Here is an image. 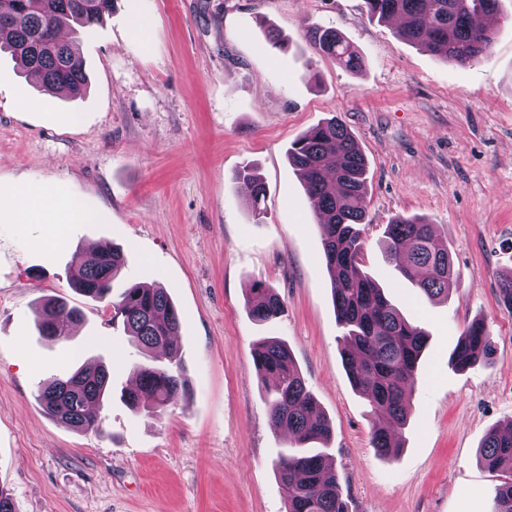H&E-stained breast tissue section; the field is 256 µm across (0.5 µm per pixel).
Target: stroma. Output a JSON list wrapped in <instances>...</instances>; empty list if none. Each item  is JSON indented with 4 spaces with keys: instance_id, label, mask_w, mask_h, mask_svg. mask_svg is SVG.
Listing matches in <instances>:
<instances>
[{
    "instance_id": "obj_1",
    "label": "stroma",
    "mask_w": 512,
    "mask_h": 512,
    "mask_svg": "<svg viewBox=\"0 0 512 512\" xmlns=\"http://www.w3.org/2000/svg\"><path fill=\"white\" fill-rule=\"evenodd\" d=\"M490 23L493 44L460 66L369 19L364 0H115L102 23L66 35L89 75L79 96L43 90L0 54V194L36 184L94 217L0 221V487L16 512H286L274 463L289 435L272 427L254 368L264 337L288 344L332 425L349 512H489L499 477L479 446L512 422V311L498 301L512 270V0ZM311 25L340 30L362 69L316 54ZM332 116L368 161L367 270L428 334L392 459L371 445L377 418L348 379L314 205L288 162ZM246 166L266 183L259 221L234 178ZM400 214L448 244V299L429 301L386 261L384 229ZM101 242L126 255L118 284L163 286L180 313L189 392L155 419L121 397L143 354L70 286L74 254ZM257 284L280 296L282 317L250 316ZM47 296L83 313L67 339L35 328ZM474 321L492 360L459 371L449 357ZM98 358L112 400L101 431L83 434L36 395Z\"/></svg>"
}]
</instances>
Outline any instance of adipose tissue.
Returning <instances> with one entry per match:
<instances>
[{
  "label": "adipose tissue",
  "instance_id": "1",
  "mask_svg": "<svg viewBox=\"0 0 512 512\" xmlns=\"http://www.w3.org/2000/svg\"><path fill=\"white\" fill-rule=\"evenodd\" d=\"M65 213L67 220L82 218L77 200L62 199L40 185L23 186L6 203L0 204V216L14 223H30L38 218H53Z\"/></svg>",
  "mask_w": 512,
  "mask_h": 512
}]
</instances>
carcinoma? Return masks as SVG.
<instances>
[{
	"instance_id": "1",
	"label": "carcinoma",
	"mask_w": 512,
	"mask_h": 512,
	"mask_svg": "<svg viewBox=\"0 0 512 512\" xmlns=\"http://www.w3.org/2000/svg\"><path fill=\"white\" fill-rule=\"evenodd\" d=\"M114 0H0V52L9 54L23 73L36 75L48 91L64 87L77 95L88 85L83 61L74 43L57 34L75 23L82 28L99 24L112 11ZM368 15L380 22L399 18L400 35L446 61L470 64L485 52L496 33L478 18L497 11L499 0H364ZM315 53L333 59L347 70L358 69L362 58L333 27L307 31ZM289 161L316 201L323 257L330 274L336 317L344 329V365L354 389L385 422L373 431L372 447L383 457L398 451L394 432L409 415V391L415 383L427 345L423 328L409 322L364 269L362 224L367 209V162L353 134L332 117L309 129L289 149ZM236 179L247 184L248 207L253 216L265 212L266 186L252 168ZM384 254L401 275L429 299L446 300L454 278L451 252L434 234L432 225L416 216H396L384 230ZM121 248L105 242L97 250L75 255L73 288L82 295L106 302L110 321L121 323L127 336L143 352L168 351L162 365H134L136 384L125 390V401L153 415L188 391L179 351L173 340L180 335L181 318L168 291L161 286L131 283L114 293V281L125 267ZM259 302L249 307L259 323L284 312L273 289H254ZM499 301L512 309V271L498 286ZM81 311L60 298L45 301L36 311L39 334L61 340ZM491 336L481 322L463 330L450 363L466 370L490 363ZM256 372L268 396V414L275 428L288 427L297 437L296 449L279 455L277 478L287 502L286 512H349L335 469L324 449L332 434L328 419L307 389L288 345L263 338L254 353ZM111 373L102 361L79 366L65 378L51 377L40 385L37 400L59 424L74 431L97 432L101 418L91 412L108 402ZM482 464L502 476L491 512H512V427L493 428L483 439Z\"/></svg>"
}]
</instances>
